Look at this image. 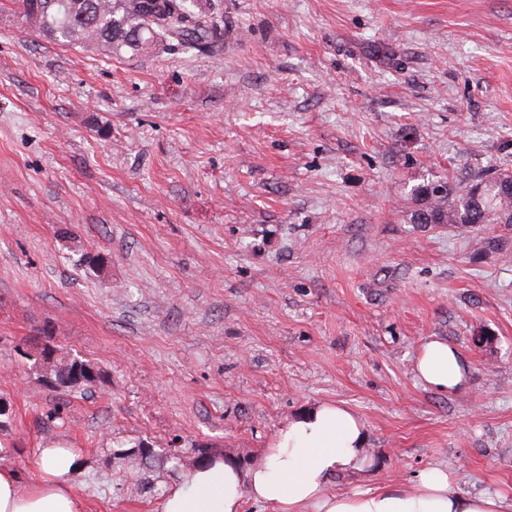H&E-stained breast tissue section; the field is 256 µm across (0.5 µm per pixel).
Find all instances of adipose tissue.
Here are the masks:
<instances>
[{
	"instance_id": "1",
	"label": "adipose tissue",
	"mask_w": 512,
	"mask_h": 512,
	"mask_svg": "<svg viewBox=\"0 0 512 512\" xmlns=\"http://www.w3.org/2000/svg\"><path fill=\"white\" fill-rule=\"evenodd\" d=\"M415 370L426 387L442 394L465 388L469 380L459 352L437 338L425 343ZM366 444L365 425L353 410L320 403L283 424L262 461L250 468L219 454L206 458L170 487L161 512H241L246 497L271 512H512V499L460 493L438 467L421 472L406 489L387 484L329 492L332 475L370 468ZM35 466L38 479L26 491L15 471L0 468V512H85L73 488V449H38Z\"/></svg>"
}]
</instances>
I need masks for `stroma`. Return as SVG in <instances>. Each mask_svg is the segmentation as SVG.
Masks as SVG:
<instances>
[{"mask_svg":"<svg viewBox=\"0 0 512 512\" xmlns=\"http://www.w3.org/2000/svg\"><path fill=\"white\" fill-rule=\"evenodd\" d=\"M198 2L220 51L109 57L0 0V468L63 444L86 512H160L199 450L250 466L330 402L372 466L329 491L512 498V226L409 221L419 184L512 173V0ZM432 337L463 391L417 380ZM45 344L101 381L46 387Z\"/></svg>","mask_w":512,"mask_h":512,"instance_id":"obj_1","label":"stroma"}]
</instances>
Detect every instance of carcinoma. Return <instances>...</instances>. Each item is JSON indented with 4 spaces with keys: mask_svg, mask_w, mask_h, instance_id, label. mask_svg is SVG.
<instances>
[{
    "mask_svg": "<svg viewBox=\"0 0 512 512\" xmlns=\"http://www.w3.org/2000/svg\"><path fill=\"white\" fill-rule=\"evenodd\" d=\"M171 8L157 21L144 9L145 0H18L31 35L62 45L100 50L107 55L138 54L158 42L183 53L206 54L224 41V20L203 11L196 0H168ZM413 224H478L512 226V174L499 173L459 188L447 182L415 189ZM91 364L78 359L55 360L46 372L65 392L95 385Z\"/></svg>",
    "mask_w": 512,
    "mask_h": 512,
    "instance_id": "obj_1",
    "label": "carcinoma"
}]
</instances>
